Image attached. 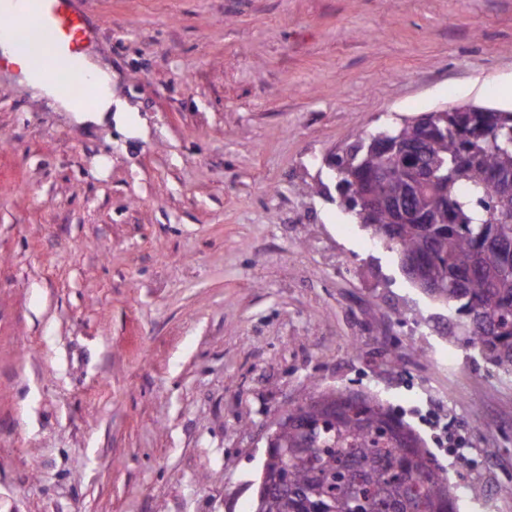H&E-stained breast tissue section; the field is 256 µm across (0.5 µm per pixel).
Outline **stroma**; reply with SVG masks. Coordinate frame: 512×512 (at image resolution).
<instances>
[{"mask_svg": "<svg viewBox=\"0 0 512 512\" xmlns=\"http://www.w3.org/2000/svg\"><path fill=\"white\" fill-rule=\"evenodd\" d=\"M87 7L126 111L0 69V512H253L265 426L314 386L377 394L480 485L458 512H512V376L449 342L325 163L512 110V0ZM87 72L96 89L90 104L64 100L63 106L68 112H76L81 120L101 121L106 112H112V92L107 89L110 75L92 61L87 62Z\"/></svg>", "mask_w": 512, "mask_h": 512, "instance_id": "1", "label": "stroma"}]
</instances>
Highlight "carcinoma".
Returning <instances> with one entry per match:
<instances>
[{
    "mask_svg": "<svg viewBox=\"0 0 512 512\" xmlns=\"http://www.w3.org/2000/svg\"><path fill=\"white\" fill-rule=\"evenodd\" d=\"M430 134L416 121L392 130L415 158L369 152L357 133L331 162L360 180L376 179L378 193L410 202L426 224H397L388 207L371 212L367 227L422 268L440 299L458 316L448 341H463L504 375H512V111L463 105L430 113ZM448 184H413L414 162ZM300 422L327 439L318 466L310 463L306 432L288 431L295 445L283 469L271 451L270 473L288 483L270 512H453L448 478L427 452L407 446L404 424L372 396L315 390L295 409Z\"/></svg>",
    "mask_w": 512,
    "mask_h": 512,
    "instance_id": "carcinoma-1",
    "label": "carcinoma"
}]
</instances>
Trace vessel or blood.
<instances>
[{
    "mask_svg": "<svg viewBox=\"0 0 512 512\" xmlns=\"http://www.w3.org/2000/svg\"><path fill=\"white\" fill-rule=\"evenodd\" d=\"M101 27L86 0H0V44L11 48L10 54L0 53V68L24 60L60 95L88 99L83 60Z\"/></svg>",
    "mask_w": 512,
    "mask_h": 512,
    "instance_id": "b4317fda",
    "label": "vessel or blood"
}]
</instances>
